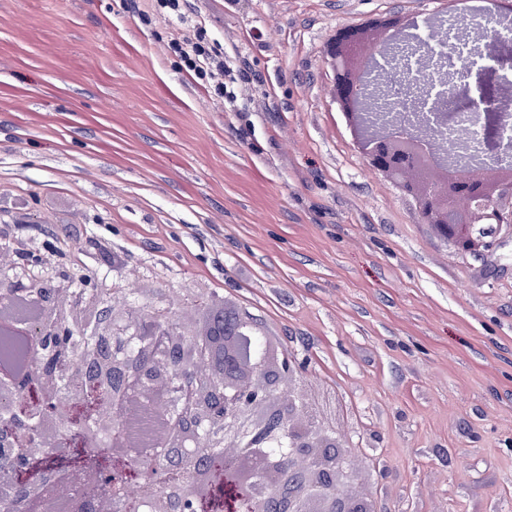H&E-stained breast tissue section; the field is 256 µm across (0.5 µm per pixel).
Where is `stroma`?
<instances>
[{
	"label": "stroma",
	"instance_id": "obj_1",
	"mask_svg": "<svg viewBox=\"0 0 512 512\" xmlns=\"http://www.w3.org/2000/svg\"><path fill=\"white\" fill-rule=\"evenodd\" d=\"M454 0H188L251 77L230 111L152 0H0V217L70 238L114 308L228 302L301 363L374 512H512V233L478 256L368 168L325 47ZM262 39H254V32Z\"/></svg>",
	"mask_w": 512,
	"mask_h": 512
}]
</instances>
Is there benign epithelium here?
Here are the masks:
<instances>
[{
  "mask_svg": "<svg viewBox=\"0 0 512 512\" xmlns=\"http://www.w3.org/2000/svg\"><path fill=\"white\" fill-rule=\"evenodd\" d=\"M499 14L490 15L483 25L484 41L495 45L502 57L512 49L497 43ZM356 29L336 32L327 56L334 72L332 96L355 105L365 95V87L346 78L352 59L346 51L353 47ZM503 117L501 112H485L483 124L490 145ZM355 145L368 167L378 171L410 195L424 221L436 234L459 251L478 254L491 245L488 237L506 229L512 231V169L491 181L480 170H461L453 177L426 149V131L407 133L388 127L375 135L354 134ZM16 264L35 267L41 262L36 249L16 250ZM75 276L61 271L54 284L40 280L25 283L0 272V305L24 299L46 311L54 308L60 291L73 287ZM93 327L87 321L71 324L79 332L90 330L105 338L111 354L94 366L98 383L112 380V398L97 405L92 432L103 435L112 448V458L124 461L131 450L127 426L133 403L144 398L153 405L154 415L172 436L165 448H177L190 455L205 439H210V459L186 475L200 481L213 494L222 484L233 489L242 512H371L367 499L343 491L353 480L336 437L323 430L317 416L299 389L281 394L285 379L293 378L302 366L277 357L269 360L255 347L258 333L244 317L224 324V336L232 337L236 354L224 355L223 371L204 368L202 357L208 347L205 332L183 330L175 320L146 316L132 306L120 313L92 305ZM51 317H40L17 328L15 322L0 320V336L20 332L30 337L34 351L53 350L46 339ZM0 378L7 380L0 405L30 402L32 409L21 411L24 419L35 415L39 427L30 432L23 422L0 427V453L19 452L27 457L43 456L60 448L67 439V409L54 408L65 394L75 402L86 396L87 378L60 367L36 363L25 380H15L9 363L0 364ZM97 471L96 482L87 494L72 501L68 512H97L98 501L106 495L98 463L90 458L81 470ZM133 492L123 476L113 474L112 501H127ZM0 496L12 502L14 512H41L46 497H26L17 493L15 472L0 475ZM185 494L173 487L153 497L148 512H181Z\"/></svg>",
  "mask_w": 512,
  "mask_h": 512,
  "instance_id": "benign-epithelium-1",
  "label": "benign epithelium"
}]
</instances>
